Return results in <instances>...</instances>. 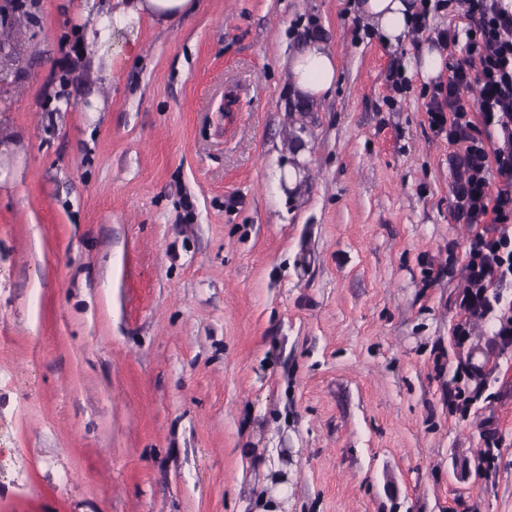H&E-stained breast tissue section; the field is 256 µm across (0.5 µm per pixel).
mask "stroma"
Returning <instances> with one entry per match:
<instances>
[{
    "mask_svg": "<svg viewBox=\"0 0 512 512\" xmlns=\"http://www.w3.org/2000/svg\"><path fill=\"white\" fill-rule=\"evenodd\" d=\"M83 3L0 0V512H256L273 449L288 512H512V348L460 304L427 115L447 77L391 75L433 40L386 44L359 0H197L110 78ZM312 37L338 77L305 106ZM461 364L490 372L464 411ZM337 68L336 58L320 40H308L290 61L293 91L301 99H321L333 88Z\"/></svg>",
    "mask_w": 512,
    "mask_h": 512,
    "instance_id": "1",
    "label": "stroma"
}]
</instances>
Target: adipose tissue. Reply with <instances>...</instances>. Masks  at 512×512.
<instances>
[{"label": "adipose tissue", "mask_w": 512, "mask_h": 512, "mask_svg": "<svg viewBox=\"0 0 512 512\" xmlns=\"http://www.w3.org/2000/svg\"><path fill=\"white\" fill-rule=\"evenodd\" d=\"M194 0H112V9L99 11L95 0L85 4L83 15L88 23L85 38L92 44L103 43L110 31H133L141 16L169 23L194 9ZM419 9L417 0H361L360 11L367 16L383 40L402 42ZM293 90L299 98H322L334 86L337 77L335 57L322 42L312 39L290 61Z\"/></svg>", "instance_id": "ef3b65f1"}]
</instances>
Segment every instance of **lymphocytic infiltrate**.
Wrapping results in <instances>:
<instances>
[{
	"label": "lymphocytic infiltrate",
	"mask_w": 512,
	"mask_h": 512,
	"mask_svg": "<svg viewBox=\"0 0 512 512\" xmlns=\"http://www.w3.org/2000/svg\"><path fill=\"white\" fill-rule=\"evenodd\" d=\"M464 55L428 104L429 123L453 151L450 212L471 230L462 306L498 313L497 336L512 347V11L469 0Z\"/></svg>",
	"instance_id": "1"
}]
</instances>
